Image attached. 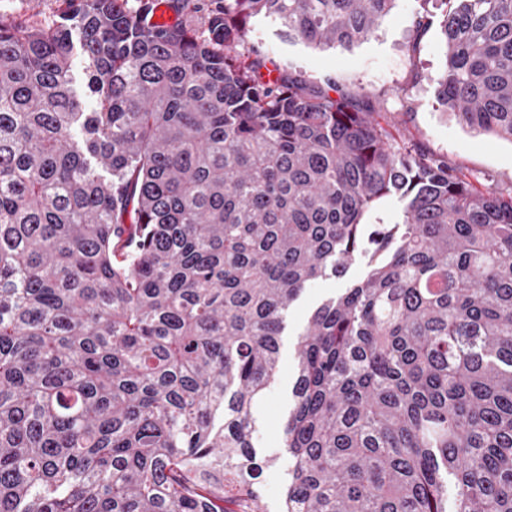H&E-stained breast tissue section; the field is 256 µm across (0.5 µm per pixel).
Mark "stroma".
Returning a JSON list of instances; mask_svg holds the SVG:
<instances>
[{
  "label": "stroma",
  "instance_id": "stroma-1",
  "mask_svg": "<svg viewBox=\"0 0 512 512\" xmlns=\"http://www.w3.org/2000/svg\"><path fill=\"white\" fill-rule=\"evenodd\" d=\"M68 7V0H0V19L24 23L36 14L43 23L52 24ZM441 9L440 0H396L379 28L348 50H315L283 39L278 21L264 16L250 19L247 38L271 66L285 73H302L313 83L329 79L351 96L370 99L375 110L391 119L402 134L449 167L463 170L484 187L512 192V142L470 130L437 101L443 44L436 27L422 30L417 21L423 11ZM367 263L363 254L344 277L318 279L287 312L279 373L257 407L253 439L261 465L263 512H281L293 468V458L283 446L282 423L295 381L298 335L318 305L365 276Z\"/></svg>",
  "mask_w": 512,
  "mask_h": 512
}]
</instances>
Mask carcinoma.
I'll return each mask as SVG.
<instances>
[{"instance_id": "carcinoma-1", "label": "carcinoma", "mask_w": 512, "mask_h": 512, "mask_svg": "<svg viewBox=\"0 0 512 512\" xmlns=\"http://www.w3.org/2000/svg\"><path fill=\"white\" fill-rule=\"evenodd\" d=\"M74 2L0 21V512H261L284 316L359 253L297 343L281 512H512V193L246 40L349 48L395 0ZM442 2L440 104L512 141V0ZM404 203L397 196H390L378 202L364 218V224H399L402 220Z\"/></svg>"}]
</instances>
